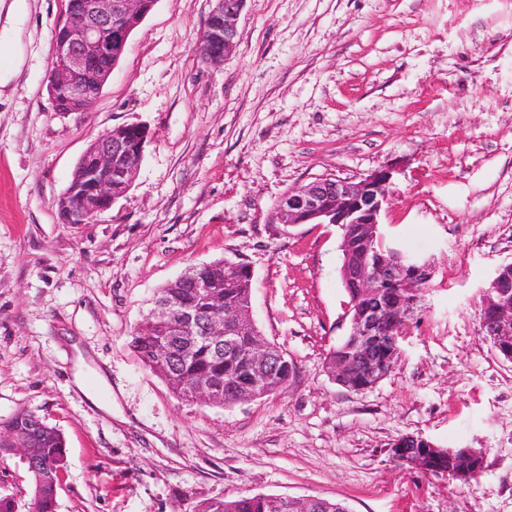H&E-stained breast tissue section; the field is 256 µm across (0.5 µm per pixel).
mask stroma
<instances>
[{"mask_svg": "<svg viewBox=\"0 0 512 512\" xmlns=\"http://www.w3.org/2000/svg\"><path fill=\"white\" fill-rule=\"evenodd\" d=\"M28 4L0 97V421L28 412L63 434L57 512L239 494L512 512V363L478 333L482 290L512 262V0H247L218 67L198 54L214 0H157L85 112L54 111L47 89L67 0ZM127 124L149 131L135 181L62 223L80 157ZM385 166V239L433 273L392 372L353 391L325 366L343 335L341 231L271 214L316 178ZM219 260L252 268V317L295 364L230 407L179 398L131 347L160 288ZM404 435L482 451L484 468L464 483L399 465ZM1 496L32 501L18 457L0 461Z\"/></svg>", "mask_w": 512, "mask_h": 512, "instance_id": "35a3bbf8", "label": "stroma"}]
</instances>
